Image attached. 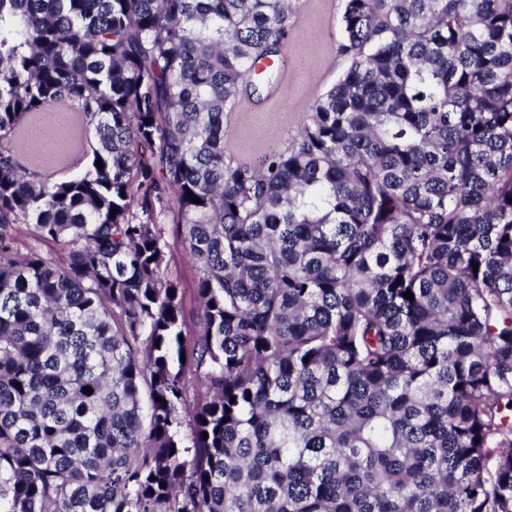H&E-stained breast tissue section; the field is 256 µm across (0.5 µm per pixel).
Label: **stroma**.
Returning <instances> with one entry per match:
<instances>
[{
    "label": "stroma",
    "mask_w": 512,
    "mask_h": 512,
    "mask_svg": "<svg viewBox=\"0 0 512 512\" xmlns=\"http://www.w3.org/2000/svg\"><path fill=\"white\" fill-rule=\"evenodd\" d=\"M292 3L288 51L277 85L263 91L261 98H243L227 118L235 158L251 164L287 147L301 128L313 97L336 83L346 68V60L338 51L345 0ZM157 220L167 243L168 273L184 292V331L190 334L200 323L195 300L197 271L184 253L176 210L166 209Z\"/></svg>",
    "instance_id": "35a3bbf8"
}]
</instances>
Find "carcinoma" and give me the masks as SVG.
<instances>
[{"mask_svg": "<svg viewBox=\"0 0 512 512\" xmlns=\"http://www.w3.org/2000/svg\"><path fill=\"white\" fill-rule=\"evenodd\" d=\"M292 16L0 0V512H512V0H346L343 75L237 161ZM48 109L83 175L18 164ZM89 161L90 155L84 156L82 153H75L67 156L62 165L41 167L38 172L49 175L55 181H65L83 173L87 169ZM161 225L164 240L167 242V258H170L168 274L180 282L184 292V331L192 334L199 328L200 312L195 300L197 271L192 261L185 256L182 239L177 231V212L166 209L157 217ZM13 246L14 251L20 255L35 250L43 257L57 258L63 253L62 243L37 238L29 224L15 226Z\"/></svg>", "mask_w": 512, "mask_h": 512, "instance_id": "carcinoma-1", "label": "carcinoma"}]
</instances>
